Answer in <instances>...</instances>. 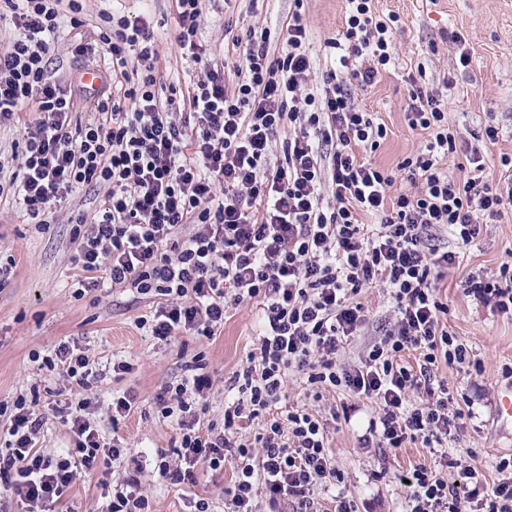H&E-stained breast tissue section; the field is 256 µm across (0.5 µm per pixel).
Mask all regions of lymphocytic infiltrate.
I'll return each instance as SVG.
<instances>
[{"label":"lymphocytic infiltrate","instance_id":"lymphocytic-infiltrate-1","mask_svg":"<svg viewBox=\"0 0 512 512\" xmlns=\"http://www.w3.org/2000/svg\"><path fill=\"white\" fill-rule=\"evenodd\" d=\"M349 3L346 30L327 43L339 67L326 71L318 93L306 87L311 58L300 11L282 23L275 57L269 30L239 34L225 25L233 63L224 68L196 41L200 0H176V41L202 67L184 90L158 81V42L143 16L104 13L95 41L72 49L101 56L112 75L93 121L82 124L73 119V90L51 68L60 11L81 13L79 0H0V21L15 30L0 50V126L13 124L28 103L40 112L22 130L19 170L0 181V202L18 203L29 223L43 225L79 187L106 186L94 221L77 218L73 231L80 290H97L103 271L113 286L164 297L148 326L158 340L183 331L212 337L229 308L245 302L260 311L256 349L235 376L238 397L225 403L223 426L201 422L214 385L201 360L156 393L155 405L179 430L173 454L158 453L156 462L120 440L106 442L86 396L59 409L73 448L44 454L35 447L46 423L40 400L17 397L0 451V487L28 512H53L101 459L133 469L105 512H149L142 476L190 485L197 465L215 471L229 459L234 512H257L261 494L271 512L289 499L314 512L315 486L342 480L329 459L327 422L351 419L356 407L342 405L327 418L279 410L292 371L310 388L342 387L377 402L367 428L376 447L418 442L439 450L437 463L404 474L410 512H460L464 497L469 512H512V458L500 460L506 477L485 491L475 467L441 450L464 413L449 410L436 363L465 362L467 349L443 329L447 307L435 285L458 255L432 243L442 228L458 248L479 237L484 220L512 201V156L501 157L498 183L485 181L476 150L467 175L449 177L439 159L457 146L445 105L415 84L406 118L429 139L398 165L409 190L394 192V173L359 160L357 149L376 150L387 129L355 106L351 90L371 86L390 64L392 28L373 15L370 0ZM366 288L386 291L396 324L359 363H339V351L366 325L356 300ZM465 291L512 317V259L495 274L469 275ZM410 351L413 366L403 362ZM48 365L85 392L100 376L76 341L60 344ZM414 392L421 405L411 402ZM448 468L450 481L441 475Z\"/></svg>","mask_w":512,"mask_h":512}]
</instances>
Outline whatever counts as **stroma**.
<instances>
[{
    "label": "stroma",
    "mask_w": 512,
    "mask_h": 512,
    "mask_svg": "<svg viewBox=\"0 0 512 512\" xmlns=\"http://www.w3.org/2000/svg\"><path fill=\"white\" fill-rule=\"evenodd\" d=\"M381 18L397 16L392 30V64L374 84L354 88L357 108L371 113L387 128V137L361 160L392 170L405 157L424 147L426 132L409 127L404 114L408 102V76L420 75L424 88L439 95L447 107L448 126L469 148L480 150L486 179L499 180L500 158L512 156V0H371ZM121 9L129 14L148 12L160 39L157 78L187 87L200 72L176 43L173 0H83L81 27H73L69 13H62L59 40L52 67L73 84H81L84 71L96 67L93 59L73 55L72 47L93 39L101 12ZM294 8L293 0H202L199 40L212 57L224 56V23L238 20L240 27L277 28ZM347 0H305L303 16L309 33L311 72L309 87H316L331 67L327 41L341 36L347 16ZM462 33L474 51L470 68L458 63L459 50L449 32ZM500 129L497 143L479 140L485 125ZM102 186L78 189L55 209L49 227L26 223L19 206L0 204V255L12 257L14 267L0 288V402L38 391L47 423L36 441L37 449L57 454L71 447L72 435L53 406L66 387L57 371L45 366L56 347L76 340L88 348L102 372L94 397L96 418L103 437L119 436L127 446L149 453L171 451L179 432L171 420L157 412L153 397L165 384L179 380L183 367L202 355L215 378L205 422L224 423V387L241 370L255 347L257 316L254 305L230 310L224 325L211 339L177 335L171 343L153 339L138 325L139 318L154 314L161 301L126 288L104 286L77 297L74 282L80 267L72 263L73 217L93 216L104 195ZM436 242L442 249L459 251L458 263L444 270L436 282L441 302L448 311L442 319L457 342L470 353L469 362L439 363L437 379L448 384L453 407L465 414L464 424L448 440V454L477 468L486 487L501 478L497 465L512 457V440L500 434L494 411L502 387L512 382V318L491 314L467 296L464 282L474 272L496 273L512 255V204L485 224L478 239L458 249L448 232ZM368 314L360 336L346 345L343 356L354 363L366 355L395 320V304L383 289H365L359 297ZM128 361L132 370L123 378L112 376L115 360ZM134 389L141 397L138 409L120 425H112L107 404L113 391ZM378 410L370 400L360 402L350 422L332 423L327 438L333 466L344 481L319 486L313 498L326 512L334 508L337 494H345L354 512H407L408 499L398 477L434 456L421 444L403 448H368L363 437L368 420ZM232 462L223 470L199 471L195 486L169 484L158 479L145 483L152 512H187L190 495L209 498L213 512H233L225 490L231 484ZM118 468L98 463L88 478L70 489L57 512H101L104 496L116 485Z\"/></svg>",
    "instance_id": "35a3bbf8"
}]
</instances>
